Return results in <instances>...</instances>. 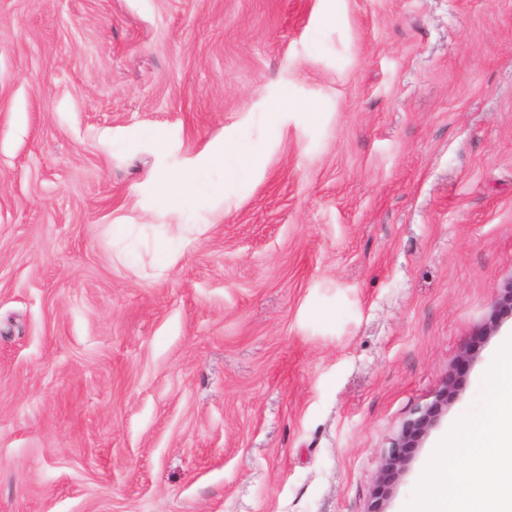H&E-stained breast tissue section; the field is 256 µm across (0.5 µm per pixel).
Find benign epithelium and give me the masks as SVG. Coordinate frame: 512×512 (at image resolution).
Wrapping results in <instances>:
<instances>
[{"mask_svg":"<svg viewBox=\"0 0 512 512\" xmlns=\"http://www.w3.org/2000/svg\"><path fill=\"white\" fill-rule=\"evenodd\" d=\"M453 392L454 384H447L432 403L417 409L416 416L402 424L398 435L381 457L378 485L368 512H382L387 480L406 469L410 462V448L414 447L417 436L436 421L442 409L448 406V398Z\"/></svg>","mask_w":512,"mask_h":512,"instance_id":"1","label":"benign epithelium"}]
</instances>
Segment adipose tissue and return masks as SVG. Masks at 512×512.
Listing matches in <instances>:
<instances>
[{
	"mask_svg": "<svg viewBox=\"0 0 512 512\" xmlns=\"http://www.w3.org/2000/svg\"><path fill=\"white\" fill-rule=\"evenodd\" d=\"M490 406L465 422L468 458L448 463L453 438L437 446L411 512H512V336L506 337L488 379Z\"/></svg>",
	"mask_w": 512,
	"mask_h": 512,
	"instance_id": "ef3b65f1",
	"label": "adipose tissue"
}]
</instances>
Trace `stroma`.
<instances>
[{
	"label": "stroma",
	"instance_id": "stroma-1",
	"mask_svg": "<svg viewBox=\"0 0 512 512\" xmlns=\"http://www.w3.org/2000/svg\"><path fill=\"white\" fill-rule=\"evenodd\" d=\"M511 279L512 0H0V512H367L451 379L409 512ZM252 154V146L244 139H238L235 142L224 141V153H222V163L224 160V174L230 179H237L240 176H254L257 173L256 161L248 162ZM219 157V160L221 161ZM227 159H232L234 164L228 165ZM197 187V179L192 174L173 177L165 182V196L170 202L180 201L185 193ZM454 384L448 383L442 394L424 407L418 408L417 416L405 421L391 442L390 447L383 453L380 463L379 480L368 512H382L386 499L387 480L406 469L410 462L409 448H414L417 436L436 421L443 407L448 408V398L454 392Z\"/></svg>",
	"mask_w": 512,
	"mask_h": 512
}]
</instances>
